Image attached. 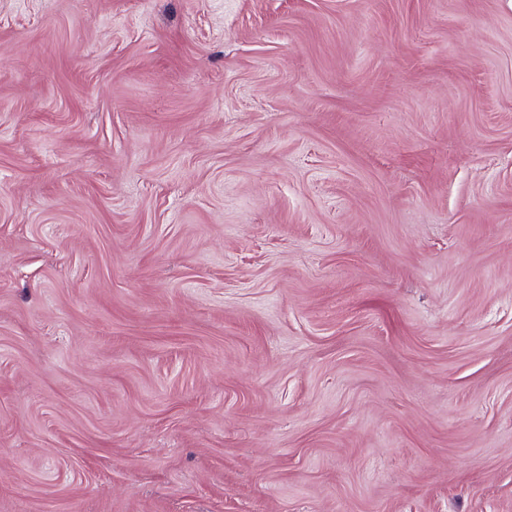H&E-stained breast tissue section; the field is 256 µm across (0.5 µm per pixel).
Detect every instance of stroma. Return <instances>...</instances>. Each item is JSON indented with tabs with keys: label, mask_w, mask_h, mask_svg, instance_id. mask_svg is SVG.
<instances>
[{
	"label": "stroma",
	"mask_w": 512,
	"mask_h": 512,
	"mask_svg": "<svg viewBox=\"0 0 512 512\" xmlns=\"http://www.w3.org/2000/svg\"><path fill=\"white\" fill-rule=\"evenodd\" d=\"M0 512H512V0H0Z\"/></svg>",
	"instance_id": "obj_1"
}]
</instances>
